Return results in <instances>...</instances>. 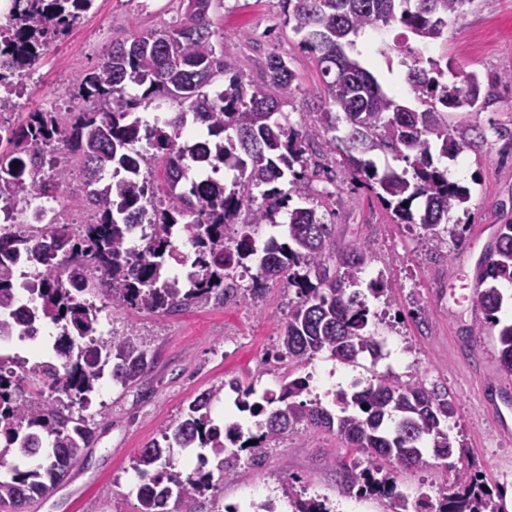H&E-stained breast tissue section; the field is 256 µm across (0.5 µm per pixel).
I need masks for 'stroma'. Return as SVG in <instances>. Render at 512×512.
Returning <instances> with one entry per match:
<instances>
[{
	"mask_svg": "<svg viewBox=\"0 0 512 512\" xmlns=\"http://www.w3.org/2000/svg\"><path fill=\"white\" fill-rule=\"evenodd\" d=\"M184 9L183 0H94L47 52L19 105L0 116L16 123L36 109L67 111L77 78L97 64L112 41L172 26ZM212 18L235 38V70L247 90L264 88L269 55L287 57L297 89L283 111L317 145L305 156L306 198L290 194L288 179H280L278 189L290 198L276 223L257 229L256 246L283 234L286 210L306 204L325 213L337 246L357 243L369 253L357 288L374 316L369 332L387 336L391 355L376 364L362 359L356 368L335 363L325 352L301 362L278 359L280 328L298 296L282 281L267 280L260 296L251 297L248 273L239 277L237 295L221 306L132 313L105 305L100 314L104 330L133 331L154 362L142 383L108 386L83 408L95 431L93 441L53 493L30 503L27 512H138L131 489L133 457L198 393L231 378L259 394L276 392L288 380L330 365L342 387L358 372L388 373L404 381L424 379L452 401L455 413L446 423L452 456L394 472L397 490L408 501L424 492L439 502L453 493L457 471L468 469L490 488L503 490L505 512H512V438L503 436L498 423L499 413L512 408V392L500 387L506 372L498 358V330L484 326L476 299L478 266L499 226L512 223V141L499 135L501 129L512 130V81L503 80L512 74V0H467L462 15L449 18L443 39L432 47V56L476 73L488 98L483 108L448 115L449 124L471 128L477 146L456 160L439 161L470 193L466 212L449 224L441 245L420 227L394 223L375 193L353 179L340 155L326 151L328 132L316 116L322 85L316 56L303 49L300 35L286 23L280 0H222ZM402 33L394 26L383 38L365 36L360 51L382 85L410 103L414 96L394 49ZM375 279L384 286L377 298L366 292ZM366 465L364 456L335 434L299 427L265 446L261 466L243 462L214 472L210 488L193 507L224 512L257 488L279 496L281 512H293L282 496L289 486L327 498L336 512H393L389 500L345 492L343 470L357 472Z\"/></svg>",
	"mask_w": 512,
	"mask_h": 512,
	"instance_id": "stroma-1",
	"label": "stroma"
}]
</instances>
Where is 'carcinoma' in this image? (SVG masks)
<instances>
[{
    "mask_svg": "<svg viewBox=\"0 0 512 512\" xmlns=\"http://www.w3.org/2000/svg\"><path fill=\"white\" fill-rule=\"evenodd\" d=\"M94 0H15L12 30L23 39L17 51L0 40V57L20 73H32L33 64L50 49L49 42L64 36ZM217 0H188L185 15L164 30L136 32L113 42L102 62L80 75L70 92V112L34 111L20 124L0 122V200L34 195H62L72 181L85 188L84 203L95 210L94 224L75 226L59 219L44 225L47 239L39 270L41 291L33 298L30 318L60 328L56 359L32 366L27 375L52 394L45 399L26 397L14 384L15 376L0 372V466L6 456L34 458L37 436L51 447L42 462L22 470L10 468L0 480V508L25 512L28 503L49 494L81 458L94 431L75 405H84L103 372L126 387L139 381L151 364L133 332L97 335L101 307L87 299L104 288L115 308L151 312L178 311L195 304L217 305L234 293L226 283L230 272L248 268L254 255L251 231L276 223L281 208L275 187L284 170L293 172L291 192L306 189L304 165L311 149L309 138L278 115L295 92V74L286 61L271 55L266 66L267 89L247 93L231 65L235 40L210 19ZM467 0H283L286 22L302 35L304 48L317 55L323 80L319 95L325 106L321 122L336 130V114L347 127L342 137L326 141L339 152L353 175L372 190L398 224H418L443 240L453 214L469 201L467 188L448 181V171L434 163L455 159L475 146L466 125L448 128V113L486 104L479 77L464 70L444 68L436 61L426 69L416 65L406 80L420 107L413 109L387 94L373 72L353 55L357 39L368 29L399 24L420 42L432 44L448 28V17L459 16ZM144 88L142 99L168 98L177 110L164 125H141L129 120L133 100L128 86ZM208 131L207 149L182 139L187 115ZM146 141L152 152L134 155L133 146ZM390 153L408 164L398 172L378 171L372 156ZM237 172L233 188L218 184L180 189L189 171L201 162ZM142 166L147 178L130 176ZM122 169L121 180H104L106 171ZM264 188L256 203L253 188ZM165 200L156 202L157 192ZM420 202L418 212L404 203ZM154 215V235L142 253L126 249L128 225L137 223L146 209ZM247 219L235 236L226 229L241 212ZM288 240L269 238L259 260L255 280L282 279L296 289L299 301L288 315L279 337L278 356L304 360L326 350L341 362L355 363L373 345L367 334L369 308L360 293L348 291L357 271L368 260L362 246L329 253L331 225L314 207H296L287 213ZM182 227L194 251L193 278L180 282L167 273L176 253L171 229ZM23 239L8 229L0 232V255L20 248ZM339 273L330 272L329 263ZM478 302L487 323L499 327V360L512 371V323L500 325L504 296L497 283H512V224H502L494 245L477 274ZM16 299L11 269L0 261V336L34 330L27 319L12 311ZM245 410L257 423L259 442L279 439L288 431L306 428L336 431L366 456L368 466L347 476V493L389 498L393 512H409V502L397 492L383 464L419 468L428 464L426 444L445 460L453 447L442 423L454 414L448 394L428 388L419 379L403 382L383 376L361 391H340L336 400L344 415L334 417L318 403L299 397L306 380L286 382L279 394L253 400V390L236 382ZM224 386L201 392L186 412L140 449L133 469L140 478L160 488L138 492V512H168L176 498L194 512L195 496L209 481L190 473L169 472L170 449L203 448L217 459V467L231 468L241 461L226 451L224 431L214 423L211 408ZM368 409H363V406ZM457 491L433 507L420 495L422 506L435 512H503L502 493H493L470 470L456 476ZM295 512H330L325 503L303 502L285 490Z\"/></svg>",
    "mask_w": 512,
    "mask_h": 512,
    "instance_id": "obj_1",
    "label": "carcinoma"
}]
</instances>
